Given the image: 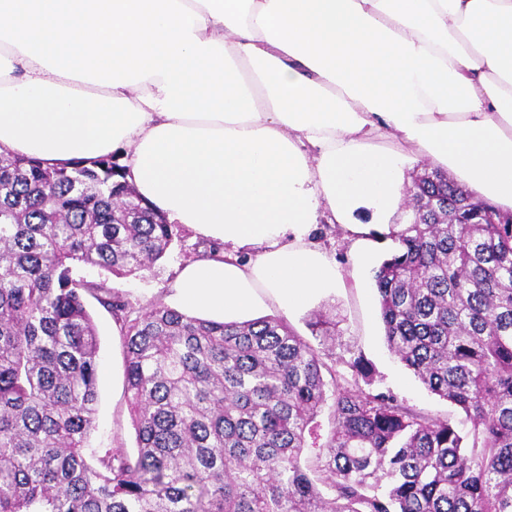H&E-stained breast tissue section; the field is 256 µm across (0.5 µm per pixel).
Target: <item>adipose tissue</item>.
Returning <instances> with one entry per match:
<instances>
[{"mask_svg":"<svg viewBox=\"0 0 512 512\" xmlns=\"http://www.w3.org/2000/svg\"><path fill=\"white\" fill-rule=\"evenodd\" d=\"M119 150L229 248L179 271L184 313H294L344 285L318 211L365 250L354 213L387 229L408 155L512 206V0H0V154Z\"/></svg>","mask_w":512,"mask_h":512,"instance_id":"obj_1","label":"adipose tissue"}]
</instances>
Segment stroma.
Returning <instances> with one entry per match:
<instances>
[{"mask_svg":"<svg viewBox=\"0 0 512 512\" xmlns=\"http://www.w3.org/2000/svg\"><path fill=\"white\" fill-rule=\"evenodd\" d=\"M175 233L171 248L151 269L123 277L90 269L86 276L106 282L140 311H148L156 304L173 306L171 288L180 268L202 257L209 249L208 240L197 236L188 226L176 225ZM312 239L323 253L335 260L345 278H360L362 285L340 288L320 296L311 308L288 317L290 327L308 340L312 337L308 322L313 312L333 316L337 323V356L346 360L364 356L371 363L380 388L391 390L399 399L419 410L450 413L452 407L447 401L431 394L410 370L389 353L383 339L372 264L360 261L344 227L330 223L327 216H318ZM91 313L99 332V404L96 428L90 435L89 445L93 448H121L131 453L135 450V433L125 390V353L112 334V320L108 313L96 303L92 304Z\"/></svg>","mask_w":512,"mask_h":512,"instance_id":"35a3bbf8","label":"stroma"}]
</instances>
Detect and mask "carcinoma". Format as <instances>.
<instances>
[{
  "label": "carcinoma",
  "mask_w": 512,
  "mask_h": 512,
  "mask_svg": "<svg viewBox=\"0 0 512 512\" xmlns=\"http://www.w3.org/2000/svg\"><path fill=\"white\" fill-rule=\"evenodd\" d=\"M117 158L0 156V512H512V218L433 168L374 270L389 351L463 417L432 415L361 355L337 370L322 313L316 347L277 318L138 315L76 275L146 270L173 242ZM88 295L122 337L132 454L87 446Z\"/></svg>",
  "instance_id": "1"
}]
</instances>
